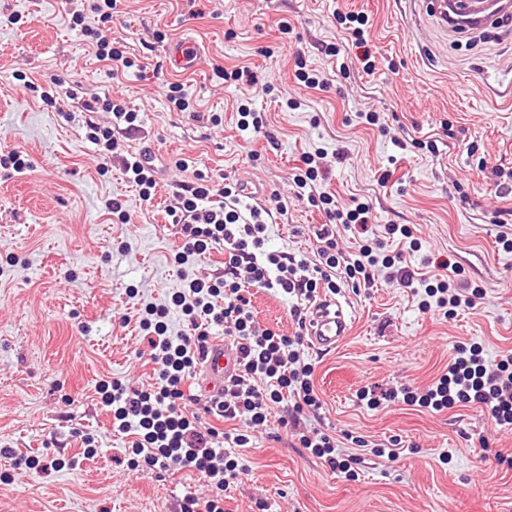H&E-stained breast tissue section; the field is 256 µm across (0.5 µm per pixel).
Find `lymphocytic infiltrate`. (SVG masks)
I'll list each match as a JSON object with an SVG mask.
<instances>
[{
	"mask_svg": "<svg viewBox=\"0 0 512 512\" xmlns=\"http://www.w3.org/2000/svg\"><path fill=\"white\" fill-rule=\"evenodd\" d=\"M118 0H91L88 12H72L69 24L80 30L99 60L113 69L132 68L134 62L125 56L117 40L102 29L86 22L87 13H95L102 21H110ZM84 111L111 113L112 124L103 127L87 121L88 140L102 154L118 147L115 131L133 129L138 114L126 101L104 95L85 102ZM318 201L328 222L315 231L321 247L319 262L309 265L285 251L266 248L268 226L263 208L244 203L243 188L225 183L215 188L208 175H198L185 186L181 205L169 210V222L177 227L182 245L176 255L180 263L212 250L224 253V274L213 281L189 280L187 289L173 296L171 306L180 309L187 325L178 337L168 334L165 318L169 306H151L144 329L150 330L151 360L156 382L152 388L131 389L113 382L104 395L111 405L119 431L136 432L134 452L152 471L176 472L186 468L208 477L217 490L228 487L236 476L237 461L226 452V443L244 446L247 434H229L215 427L199 428L178 407L184 399L183 386L190 378L211 336V326L223 327L234 337L239 351L238 372L224 387V402L218 410L225 420H242L259 426L267 421V406H281V426L287 429L302 448L331 469L346 470L347 463L336 439L311 423V417L322 403L314 389V366L300 355L302 334L286 336L261 327L245 295L246 287L276 290L291 301L290 315L297 322L306 319L307 301L319 289L335 291L340 281L374 283L375 272L387 281L405 288H423L426 295L422 311L451 314L460 306L475 307L474 297L462 296V285L455 276L426 277L407 264L402 254L383 253L380 240L366 235L358 251L343 255L337 248V226H359L366 230L370 208L366 203L340 208L332 195L322 193ZM403 402L436 411L457 405L476 406L487 410L496 426L512 430V351L494 363L488 362L481 346L462 345L439 377L425 393L409 388L390 389L380 397L369 398V406L379 401Z\"/></svg>",
	"mask_w": 512,
	"mask_h": 512,
	"instance_id": "obj_1",
	"label": "lymphocytic infiltrate"
}]
</instances>
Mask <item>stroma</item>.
Here are the masks:
<instances>
[{
  "label": "stroma",
  "instance_id": "stroma-1",
  "mask_svg": "<svg viewBox=\"0 0 512 512\" xmlns=\"http://www.w3.org/2000/svg\"><path fill=\"white\" fill-rule=\"evenodd\" d=\"M82 3L0 0V148L31 162L22 175L0 171V512H175L185 496L213 495L198 472L136 467L132 439L115 431L98 388L154 381L139 317L184 287L181 237L166 211L197 173L259 187L268 248L317 262L312 228L326 217L294 183L314 153L325 174L316 191L368 203L373 225H410L421 248L408 264L427 272L448 262L482 297L444 318L419 311L395 283L337 288L355 310L353 328L336 349L308 345L304 355L315 365L321 430L365 441L344 447L350 474L299 447L274 404L267 426L232 450L239 471L224 512H512V430L497 429L488 411L372 409L360 399L377 385L428 387L460 343L481 345L491 362L512 350V251L497 242L512 229V196L494 174L512 170V24L451 32L434 0H119L111 22L88 18L142 65L116 73L67 23ZM346 13L369 19L372 69L340 22ZM181 35L205 51L195 70L175 75L163 47ZM302 62L323 87L299 80ZM217 64L247 67L256 80L224 84ZM17 75L53 93V105L12 88ZM174 81L196 114L169 110ZM104 94L140 115L108 162L85 121L108 126L111 114L80 110ZM242 106L265 113V134L239 128ZM146 146L157 180L148 205L122 169ZM112 197L130 223H113ZM249 296L261 326L295 333L285 298L265 288ZM393 440L403 447L396 460L371 453Z\"/></svg>",
  "mask_w": 512,
  "mask_h": 512
}]
</instances>
